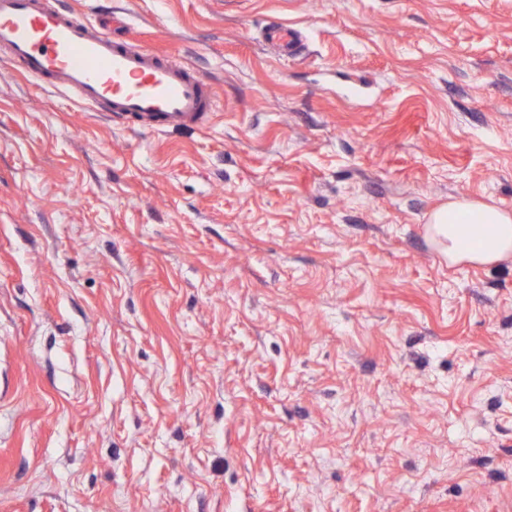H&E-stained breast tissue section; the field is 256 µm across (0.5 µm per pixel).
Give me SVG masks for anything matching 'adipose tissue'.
<instances>
[{
    "mask_svg": "<svg viewBox=\"0 0 512 512\" xmlns=\"http://www.w3.org/2000/svg\"><path fill=\"white\" fill-rule=\"evenodd\" d=\"M427 231L452 262L491 265L512 255V211L466 196L432 212Z\"/></svg>",
    "mask_w": 512,
    "mask_h": 512,
    "instance_id": "1",
    "label": "adipose tissue"
}]
</instances>
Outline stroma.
<instances>
[{
    "mask_svg": "<svg viewBox=\"0 0 512 512\" xmlns=\"http://www.w3.org/2000/svg\"><path fill=\"white\" fill-rule=\"evenodd\" d=\"M165 133L0 54V512H512V0H112ZM301 29L278 57L266 24ZM427 225L451 262L492 265L512 253V212L497 205L462 196L432 212Z\"/></svg>",
    "mask_w": 512,
    "mask_h": 512,
    "instance_id": "obj_1",
    "label": "stroma"
}]
</instances>
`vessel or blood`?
<instances>
[{"label":"vessel or blood","instance_id":"vessel-or-blood-1","mask_svg":"<svg viewBox=\"0 0 512 512\" xmlns=\"http://www.w3.org/2000/svg\"><path fill=\"white\" fill-rule=\"evenodd\" d=\"M111 22V14L92 21L52 0H0V51L14 72L121 125L161 133L208 123L212 84L168 54L113 36ZM266 39L290 57L302 34L275 22Z\"/></svg>","mask_w":512,"mask_h":512}]
</instances>
